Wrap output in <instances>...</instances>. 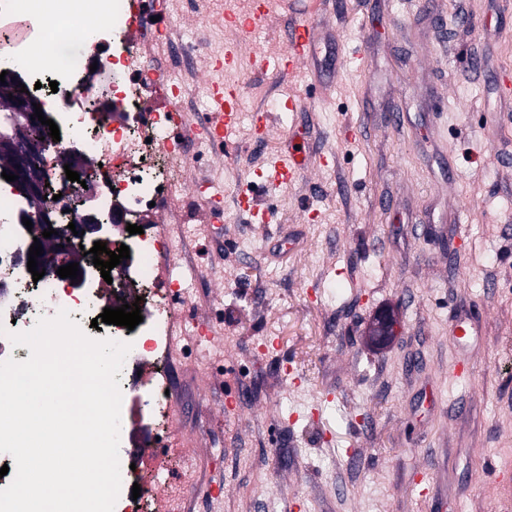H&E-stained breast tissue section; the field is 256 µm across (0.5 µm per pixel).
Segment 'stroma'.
Listing matches in <instances>:
<instances>
[{
  "label": "stroma",
  "instance_id": "stroma-1",
  "mask_svg": "<svg viewBox=\"0 0 512 512\" xmlns=\"http://www.w3.org/2000/svg\"><path fill=\"white\" fill-rule=\"evenodd\" d=\"M164 26L233 41L223 0H164ZM316 55L275 75L279 0L236 69L243 119L230 154L188 145L194 200L174 276L189 317L167 370L174 425L198 459L184 512H504L512 484V0H325ZM303 97L283 112L279 102ZM272 137L250 133L256 109ZM303 141L314 165L290 186L257 174ZM250 189L272 218L249 223ZM401 319L377 345L379 311ZM466 317L477 334L461 348ZM468 352L470 379L449 373ZM304 383L293 387L286 371Z\"/></svg>",
  "mask_w": 512,
  "mask_h": 512
}]
</instances>
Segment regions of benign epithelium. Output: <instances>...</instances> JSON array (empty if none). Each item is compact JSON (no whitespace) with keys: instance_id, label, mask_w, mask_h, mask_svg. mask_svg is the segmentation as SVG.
Segmentation results:
<instances>
[{"instance_id":"7a95c632","label":"benign epithelium","mask_w":512,"mask_h":512,"mask_svg":"<svg viewBox=\"0 0 512 512\" xmlns=\"http://www.w3.org/2000/svg\"><path fill=\"white\" fill-rule=\"evenodd\" d=\"M8 92L12 93L13 99L7 102V111L10 112L11 126L0 130V153L11 157L12 172L18 176V181L25 188V197L30 210L26 217L31 219L32 236L39 239L43 248V255L37 257V271L56 273L62 265L70 263V258L64 253L61 245L67 239L77 237L79 239H97L101 231V224L94 212L90 211L83 217L80 224L76 225L78 234L68 232V238L51 239L42 235L46 221L53 220L52 214L43 204L44 179L41 165L35 162L30 141L31 130L40 121L31 119L35 113L32 99L28 94L21 91L18 82L13 81L7 84ZM68 163L71 167L85 173L84 181L87 188L81 190L79 196H74L68 191H62L61 199L56 205L64 208H76V206L92 199L97 191L96 180L91 175V165L83 156L73 152L68 154ZM399 327V320L393 314L379 316L371 324L368 337L372 341H387L396 335Z\"/></svg>"}]
</instances>
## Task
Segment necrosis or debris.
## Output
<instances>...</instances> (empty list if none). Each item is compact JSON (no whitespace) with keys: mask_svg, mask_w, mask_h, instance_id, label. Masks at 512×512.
<instances>
[{"mask_svg":"<svg viewBox=\"0 0 512 512\" xmlns=\"http://www.w3.org/2000/svg\"><path fill=\"white\" fill-rule=\"evenodd\" d=\"M36 2L42 22L33 40L18 42L12 51L0 55V63L11 66L16 61H26L21 76L34 87L41 103L48 106V117L59 128V141L53 142L43 156V173L51 188L66 189L71 185L60 163L61 156L68 152H79L98 165V194L90 207L80 206L59 214L58 224L78 222L88 209L109 216L119 201L139 216L149 213L155 203L182 206L186 201L183 143L198 140L196 128L189 121L183 102H176L148 123L142 121L138 105L141 87L159 90L171 84L194 59L200 42L184 41L178 34L171 36L168 48L175 64L162 74L146 67L126 44L109 50L93 49L84 36L81 18L88 14L103 24L101 41L110 40L113 32L121 30L129 19L126 0H75L77 8L70 15L68 34L62 40L45 24L46 19L59 12L62 0ZM44 43L52 45L55 59L43 76L29 59L36 46ZM116 70L136 75V82L113 84L112 73ZM43 77L48 78V85H40ZM24 210L11 184L0 178V273L13 274L23 261L30 239L21 220ZM133 246L136 264L118 269L117 274L147 288L154 303L134 330L116 326L111 335L115 340L131 342L130 358L152 363L166 354L174 323V311L160 287L163 274L153 257L163 254L170 264H177L182 244L171 233L148 229L136 236ZM111 290V285L100 277L84 279L77 288L62 287L52 275L35 283L12 278L6 291L0 292V325L5 328L0 334V362L24 361L30 356L27 347L12 345L9 333L29 330L40 317L54 316L63 308L69 310L71 319L81 322L86 334L96 336L91 321ZM147 383L152 405L143 416L137 413L139 398L132 396L129 384H122L121 418L126 421L138 415L144 427L164 428L167 448L152 459L150 468L155 476L167 480V512H182L184 493L196 481L197 463L185 450L181 437L170 429L179 416V404L167 393V376L150 370Z\"/></svg>","mask_w":512,"mask_h":512,"instance_id":"4bbe7bcc","label":"necrosis or debris"}]
</instances>
